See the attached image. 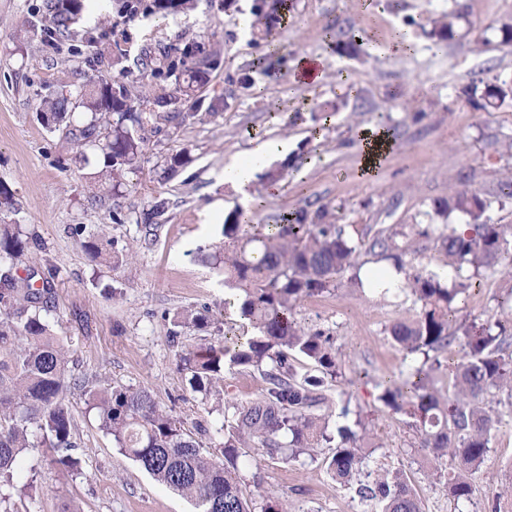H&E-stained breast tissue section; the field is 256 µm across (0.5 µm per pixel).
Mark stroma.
I'll use <instances>...</instances> for the list:
<instances>
[{"label":"stroma","mask_w":512,"mask_h":512,"mask_svg":"<svg viewBox=\"0 0 512 512\" xmlns=\"http://www.w3.org/2000/svg\"><path fill=\"white\" fill-rule=\"evenodd\" d=\"M43 0H0V183L15 197L13 221L41 238L29 264L41 271L58 267L55 302L49 313L57 336L68 349L73 376L103 383L149 388L156 399L186 422L206 416L218 427L222 412L205 414L199 399L187 391L176 366L178 346L220 344L224 338V277L209 255L221 240L224 216L239 203L224 170L263 142H288L287 156H269L268 164L289 161L278 194L265 198L257 222L274 223L306 200L330 204L336 222L353 241H361L372 224L412 231L424 223L432 202L446 198L468 173V186L488 191L512 177V108L494 112L478 108L468 95L492 79L512 80V49L501 45L499 23L512 17V0H292L288 23L273 53L238 30V11L227 12L217 0H199L190 12L157 23H132L135 47L162 39L185 37L215 42L224 48V65L213 72L208 95L234 91L229 107L213 116L199 115L179 129L151 135L145 161L122 193L96 189L87 170L69 161L65 142L37 117L43 96L68 90L86 71L84 58L97 54L101 72L113 77L112 41L87 48L84 39L111 30L112 0H84L85 9L68 39L32 29L40 21ZM464 15L453 40L431 45L421 25L428 16L450 9ZM353 29L363 41L359 57L336 53L331 30ZM324 60V77L315 86L291 81L290 63L298 54ZM265 59L267 72L253 91L232 83L253 62ZM348 74L360 95L340 112H320L335 100L338 73ZM402 87L403 100L389 99ZM390 131L392 143L376 177H361L363 128ZM187 151L188 165L171 179L161 175L165 156ZM169 203L166 222L156 235L146 234L137 218L156 200ZM120 222H113V214ZM105 225L116 250L127 262L113 266L89 260L76 227ZM483 286L462 304L460 317L497 315L499 301L512 291L506 266L483 272ZM209 308L213 327L182 330L171 343V324L164 315L182 308ZM412 303L367 290L341 288L300 301L296 320L305 328L330 336L342 372L328 391L329 425L346 424L343 409L369 413L371 428L382 446L371 460L376 474H411L424 512H485L496 503L512 512V500L501 497L512 483V414H504L491 449L473 476L472 502L451 505L441 485L423 476L426 459L413 452L414 435L404 416L379 401V385L397 378L406 367L404 354L388 333L392 323L413 318ZM69 405L77 423L75 452L81 472H58L43 450L25 455L10 494L17 512H64L77 504L81 512H194L188 499L159 485L135 462L122 456L111 437L98 430L80 390ZM300 458L240 459L245 483L260 481L278 492L289 512H373L354 489L341 486L321 462ZM35 481L33 496L19 487Z\"/></svg>","instance_id":"1"}]
</instances>
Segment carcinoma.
<instances>
[{
	"instance_id": "1",
	"label": "carcinoma",
	"mask_w": 512,
	"mask_h": 512,
	"mask_svg": "<svg viewBox=\"0 0 512 512\" xmlns=\"http://www.w3.org/2000/svg\"><path fill=\"white\" fill-rule=\"evenodd\" d=\"M196 0H115L118 21L112 24V67L126 80L107 82L86 74L76 94L49 95L43 100V124L59 131L75 148L81 166L95 158L97 178L116 190L144 162L146 133L178 126L204 110L215 115L227 107L222 97L207 98L203 89L223 61L215 45L179 38L141 49L138 75L124 62L132 37L126 25L142 19H167L194 8ZM288 0H253L249 34L255 43L270 42L284 24ZM83 0H45V9L58 37L70 34L81 15ZM461 15L445 12L429 20L424 34L436 43L455 35ZM336 53L356 56L354 36L338 29L331 34ZM480 108L489 112L512 100V85L492 84L481 96ZM189 161L184 151L165 159L164 177L170 179ZM160 200L143 211L137 223L146 233L156 232L167 212ZM489 203L465 186L453 188L448 198L436 200L428 216L442 220L429 224L423 235H435L444 256L445 273L408 271L402 256L417 252L416 242L395 227L379 230L364 251L333 222L327 204L307 202L279 224H255L239 207L224 218V241L217 246L224 286L234 292L224 299V315H233V327L218 346H184L176 354L186 390L201 396L209 411L224 407L216 428L223 437L221 454L205 450L199 427L195 437L186 421L165 409L145 387L83 386L89 410L98 428L112 437L119 453L137 462L158 483L189 498L196 512H288L274 491L255 484L242 488L238 459L242 449L283 461L314 458L325 445L324 459L335 480L355 485L363 501H373L381 512H423L410 478L403 472L367 480L368 462L376 436L367 428L362 411L354 427L327 433L325 380L338 377L336 352L322 331H308L294 318L301 300L342 286L363 288L360 270L367 254L379 262L392 261L404 274L397 290L418 308L411 320L391 325L389 334L406 355L423 357L409 366L399 382L383 386L380 400L393 412L410 419L419 439L418 450L448 461V474L430 469L426 477L443 485L449 502L472 499L470 475L489 451L499 423V407L512 411V317L460 321L457 302L481 286L473 280L480 271L512 262V224H497L488 215ZM15 212L12 191L0 184V486H12L15 468L29 451L46 447L52 464L73 473L79 459L72 451L75 417L66 400L71 378L68 357L43 313L49 312L60 270L50 269L34 281L26 258L38 245V236L23 224L8 222ZM453 215L474 225L467 235L446 224ZM80 246L93 262L117 263L112 239L99 229L84 233ZM26 276L19 275V271ZM171 324L204 330L212 324L209 308H187L173 313ZM464 346V355L454 348ZM309 361L320 375L299 374L297 357ZM234 368L258 372L266 382L255 399L242 403L224 389V371Z\"/></svg>"
}]
</instances>
